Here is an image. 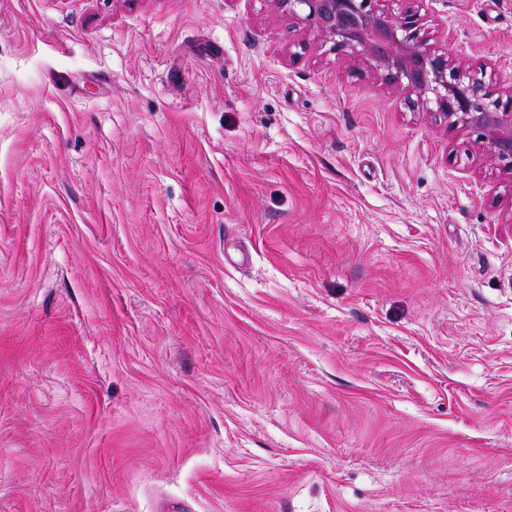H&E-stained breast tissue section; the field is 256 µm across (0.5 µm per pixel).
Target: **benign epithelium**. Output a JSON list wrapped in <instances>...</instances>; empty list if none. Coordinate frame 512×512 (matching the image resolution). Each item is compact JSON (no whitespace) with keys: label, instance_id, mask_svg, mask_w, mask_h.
<instances>
[{"label":"benign epithelium","instance_id":"benign-epithelium-1","mask_svg":"<svg viewBox=\"0 0 512 512\" xmlns=\"http://www.w3.org/2000/svg\"><path fill=\"white\" fill-rule=\"evenodd\" d=\"M320 38L327 52L363 63L406 95L408 105H434L499 172L512 178V81L496 91L494 76L438 53L425 0H404L398 13L384 0H273Z\"/></svg>","mask_w":512,"mask_h":512}]
</instances>
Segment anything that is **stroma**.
Here are the masks:
<instances>
[{
    "label": "stroma",
    "mask_w": 512,
    "mask_h": 512,
    "mask_svg": "<svg viewBox=\"0 0 512 512\" xmlns=\"http://www.w3.org/2000/svg\"><path fill=\"white\" fill-rule=\"evenodd\" d=\"M0 512H512V178L273 0H0Z\"/></svg>",
    "instance_id": "stroma-1"
}]
</instances>
